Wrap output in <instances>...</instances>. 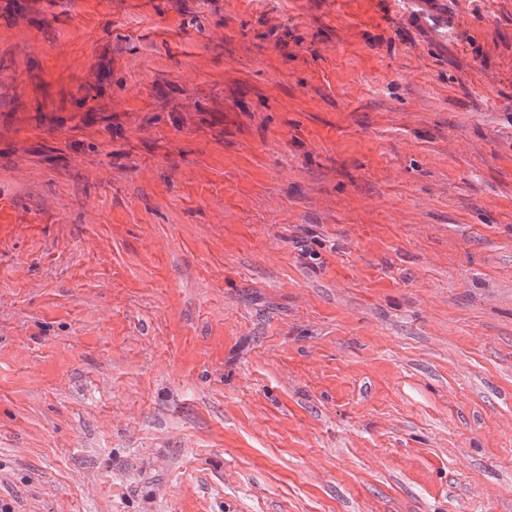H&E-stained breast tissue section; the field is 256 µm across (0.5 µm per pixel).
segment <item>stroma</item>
I'll return each mask as SVG.
<instances>
[{"label":"stroma","instance_id":"35a3bbf8","mask_svg":"<svg viewBox=\"0 0 512 512\" xmlns=\"http://www.w3.org/2000/svg\"><path fill=\"white\" fill-rule=\"evenodd\" d=\"M0 505L512 512V0H0Z\"/></svg>","mask_w":512,"mask_h":512}]
</instances>
